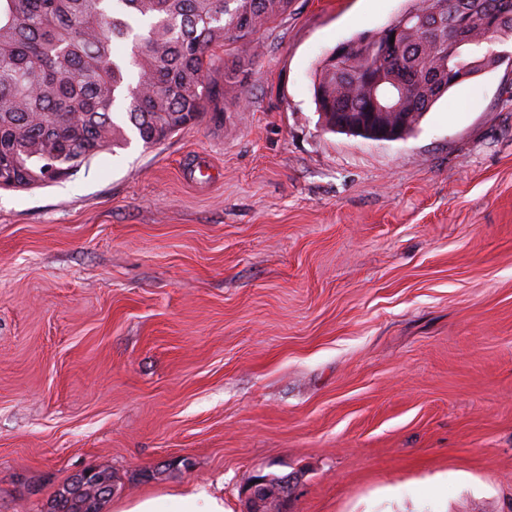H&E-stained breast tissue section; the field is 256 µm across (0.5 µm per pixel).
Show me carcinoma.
I'll use <instances>...</instances> for the list:
<instances>
[{"label": "carcinoma", "instance_id": "cac0c4a2", "mask_svg": "<svg viewBox=\"0 0 512 512\" xmlns=\"http://www.w3.org/2000/svg\"><path fill=\"white\" fill-rule=\"evenodd\" d=\"M504 0H478L467 30L476 42L512 39V19L487 33V16ZM291 0H0V189H32L74 175L98 154L136 137L147 146L192 127L205 103L238 101L252 58L228 63L216 54L275 23ZM387 29L341 63L323 58L313 77L324 129L336 111H367L364 75L376 68ZM403 52L386 76L404 86L410 113L399 138L411 135L450 90L434 64L448 35L427 18L399 34ZM127 46L118 55L116 44ZM222 75L221 81L213 74ZM386 130L362 122L354 135L384 141ZM106 500L63 486L47 512H103Z\"/></svg>", "mask_w": 512, "mask_h": 512}]
</instances>
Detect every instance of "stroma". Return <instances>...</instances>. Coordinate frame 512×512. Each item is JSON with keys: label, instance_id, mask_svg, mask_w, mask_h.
Returning <instances> with one entry per match:
<instances>
[{"label": "stroma", "instance_id": "stroma-1", "mask_svg": "<svg viewBox=\"0 0 512 512\" xmlns=\"http://www.w3.org/2000/svg\"><path fill=\"white\" fill-rule=\"evenodd\" d=\"M408 5L292 0L232 46L246 106L0 190V512L92 466L118 501L290 475L288 512H512V66L395 141L314 103Z\"/></svg>", "mask_w": 512, "mask_h": 512}]
</instances>
